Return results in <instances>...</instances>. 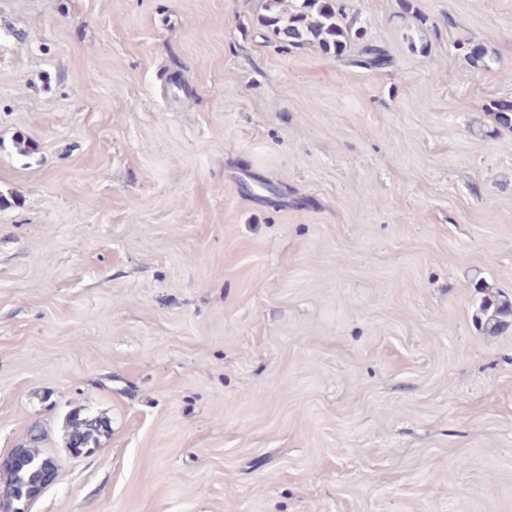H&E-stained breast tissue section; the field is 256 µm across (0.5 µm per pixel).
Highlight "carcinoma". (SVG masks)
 Masks as SVG:
<instances>
[{
  "label": "carcinoma",
  "mask_w": 512,
  "mask_h": 512,
  "mask_svg": "<svg viewBox=\"0 0 512 512\" xmlns=\"http://www.w3.org/2000/svg\"><path fill=\"white\" fill-rule=\"evenodd\" d=\"M259 22L291 47L316 43L324 52L338 57L352 43L362 40L365 30L364 20L347 7L345 0H265ZM456 47L476 65L489 68L495 63L482 46L470 39L458 40ZM354 63L365 69H381L390 66L393 59L382 47L365 42ZM492 109L498 125L512 128V104L496 102ZM480 314L482 327L494 333L504 318L512 316V301L487 298L480 305ZM67 426L68 448L82 455L92 451L90 445L106 431L107 422L99 416L74 412ZM31 442L12 464L0 467V502L12 504L15 512H27L28 501L45 489L41 465L47 457L36 448L37 436H32Z\"/></svg>",
  "instance_id": "cac0c4a2"
}]
</instances>
